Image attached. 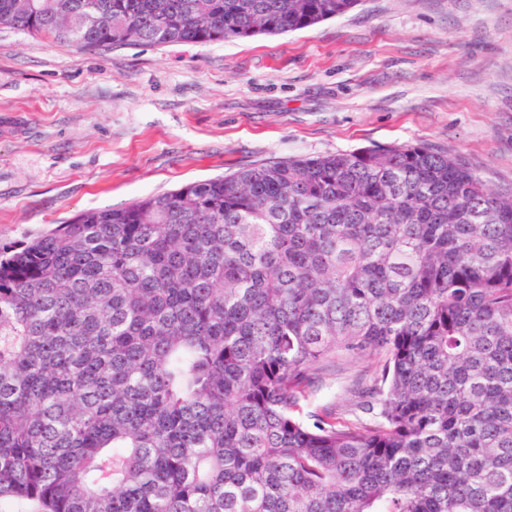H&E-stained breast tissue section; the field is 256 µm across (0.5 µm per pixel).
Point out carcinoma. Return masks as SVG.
<instances>
[{"mask_svg":"<svg viewBox=\"0 0 512 512\" xmlns=\"http://www.w3.org/2000/svg\"><path fill=\"white\" fill-rule=\"evenodd\" d=\"M358 0H0L85 51L278 35ZM378 357L305 412L319 364ZM512 512V195L419 145L280 159L0 252V506Z\"/></svg>","mask_w":512,"mask_h":512,"instance_id":"1","label":"carcinoma"}]
</instances>
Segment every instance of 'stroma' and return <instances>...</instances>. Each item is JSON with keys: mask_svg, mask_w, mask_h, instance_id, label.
I'll return each instance as SVG.
<instances>
[{"mask_svg": "<svg viewBox=\"0 0 512 512\" xmlns=\"http://www.w3.org/2000/svg\"><path fill=\"white\" fill-rule=\"evenodd\" d=\"M421 144L512 192V0H361L250 39L85 52L0 28V249L279 158ZM376 359L310 399L344 410Z\"/></svg>", "mask_w": 512, "mask_h": 512, "instance_id": "obj_1", "label": "stroma"}]
</instances>
